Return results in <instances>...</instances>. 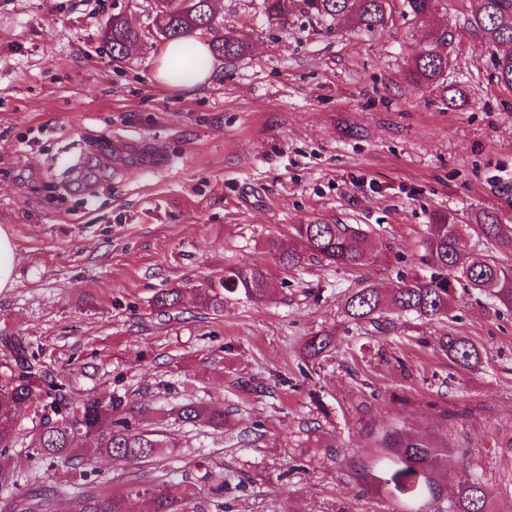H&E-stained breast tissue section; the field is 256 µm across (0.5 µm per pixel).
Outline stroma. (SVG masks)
Here are the masks:
<instances>
[{"label": "stroma", "mask_w": 512, "mask_h": 512, "mask_svg": "<svg viewBox=\"0 0 512 512\" xmlns=\"http://www.w3.org/2000/svg\"><path fill=\"white\" fill-rule=\"evenodd\" d=\"M469 8L448 0L422 25L398 5L367 31L303 0L279 25L263 0H215L249 49L178 89L155 78V0H0V228L16 246L0 338L70 396L152 404L150 428L174 442L148 461L91 458L75 478L17 441L0 512L46 491L48 512H79L159 483L191 489L184 512H445L447 475L413 500L367 479L389 430L447 438V474L476 472L491 512H512V308L469 293L441 320L387 310L363 328L344 313L352 289L387 295L424 270L436 216L512 224V89ZM116 15L141 34L121 63L104 37ZM431 28L452 33L450 66L423 87L408 61ZM295 224L361 225L372 258L285 271L265 241L293 246ZM253 265L266 301L200 307L199 289ZM171 288L181 302L159 312ZM320 331L331 346L307 357ZM450 334L481 362L455 364ZM189 401L222 408L223 433L175 424Z\"/></svg>", "instance_id": "obj_1"}]
</instances>
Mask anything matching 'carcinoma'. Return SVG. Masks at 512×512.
<instances>
[{"label": "carcinoma", "mask_w": 512, "mask_h": 512, "mask_svg": "<svg viewBox=\"0 0 512 512\" xmlns=\"http://www.w3.org/2000/svg\"><path fill=\"white\" fill-rule=\"evenodd\" d=\"M208 0H169L156 11L152 24L157 34L172 40H188L198 30L213 33L210 49L214 56L233 59L248 49L238 36L223 34L220 23L208 5ZM294 0H264V11L271 21L282 22L288 16ZM317 14L340 21L352 17L368 30L388 25L393 5L391 0H303ZM445 0H402V5L414 18L423 22L444 6ZM482 7L472 9L466 27L480 34L503 52L497 56V82L512 88V0H480ZM447 31L430 32L411 59L409 76L422 86H431L444 79L448 70ZM112 58H125L126 47L136 43L139 33L121 16L112 17L107 33ZM291 231L296 245L288 250L278 242L267 240L272 260L285 270L302 267L311 260L357 267L371 255L367 232L354 224H293ZM485 238L503 252L512 253V225L503 224L497 214L483 211L472 216L471 223L458 224L446 215L435 218L424 240L425 264L430 275L415 273L403 285L386 297L368 286L354 289L346 298L344 312L359 326L375 324L377 315L392 307L406 315L434 320L448 316L460 298L458 290L484 293L495 301L512 306V268L500 264L494 257L476 254L467 249L470 234ZM221 287L229 294L262 301L268 295L267 273L257 266L236 267L227 272ZM181 299L177 289L164 290L155 297L154 306L161 311L175 308ZM200 306L215 313L224 311V297L212 288L198 295ZM330 344L326 335L311 337L305 345L307 356L316 358ZM448 357L457 364L471 367L481 360V352L463 336H449L443 343ZM32 358L28 349L8 337L0 339V469L5 467V453L17 441L16 414L36 391L47 396L39 425L34 428L26 447L39 458L62 459L67 464L83 461V457L107 455L118 459L149 460L169 447L153 430L145 428V416L150 405L138 406L125 397L112 395L107 399L68 397L64 387L40 379L31 371L16 367ZM176 420L184 425L204 424L215 432L224 431V411L200 402H187L175 411ZM390 457L385 467L371 475L377 488L395 491L409 499L434 490L433 474L448 462V445L433 446L419 439L390 437ZM151 496L154 512H174L176 497L169 486L154 485L139 488L126 495L105 496L84 501L82 512H135L140 496ZM446 512H489L486 486L474 473H461L452 479Z\"/></svg>", "instance_id": "obj_1"}]
</instances>
